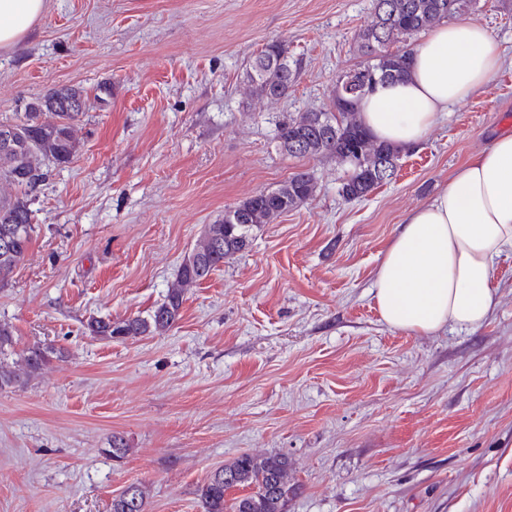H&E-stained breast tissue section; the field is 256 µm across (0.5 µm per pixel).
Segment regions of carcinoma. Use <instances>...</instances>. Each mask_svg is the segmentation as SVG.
I'll use <instances>...</instances> for the list:
<instances>
[{
  "label": "carcinoma",
  "mask_w": 512,
  "mask_h": 512,
  "mask_svg": "<svg viewBox=\"0 0 512 512\" xmlns=\"http://www.w3.org/2000/svg\"><path fill=\"white\" fill-rule=\"evenodd\" d=\"M478 0H374L372 24L356 35L360 61L339 78L355 76L361 89L351 95L333 93L327 108L301 112L278 123L279 149L294 158L333 159L347 168L339 193L348 202L367 196L392 179L404 150L378 143L356 117L359 100L379 83L408 74L415 38L431 28L476 8ZM301 70V61L290 55L288 46L266 44L246 70V80L266 98L288 97ZM78 100L77 108L64 105ZM93 107L88 95L76 88L51 91L25 108L23 117L0 122V136L12 135L14 148H0V186L12 192L0 194V284H5L23 259L35 232L29 192L46 180L37 165L42 157L54 164L70 161L75 147L74 121ZM316 188L307 170L292 174L278 187L260 190L224 211V217L208 229L191 254L184 259L177 283L166 300L146 317L121 321L92 318L90 335L105 340L128 336H154L169 331L179 320L187 289L199 285L224 260L246 250L250 229L267 224L309 200ZM53 350L33 347L24 357V373L31 376L48 362ZM250 489L240 497L227 492ZM288 457L283 454L257 456L244 453L211 473L199 489L203 512H285L288 494ZM147 492L139 483L128 485L112 499L111 512H145Z\"/></svg>",
  "instance_id": "1"
}]
</instances>
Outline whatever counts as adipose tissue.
I'll return each instance as SVG.
<instances>
[{
	"label": "adipose tissue",
	"instance_id": "ef3b65f1",
	"mask_svg": "<svg viewBox=\"0 0 512 512\" xmlns=\"http://www.w3.org/2000/svg\"><path fill=\"white\" fill-rule=\"evenodd\" d=\"M45 3L0 0V49L14 47L30 33ZM502 63L497 41L480 23H442L415 47L407 77L378 85L360 100V120L376 141L413 147ZM510 252L512 133H506L472 154L444 188L400 224L375 276L382 320L423 334L482 326L496 304L494 266Z\"/></svg>",
	"mask_w": 512,
	"mask_h": 512
}]
</instances>
